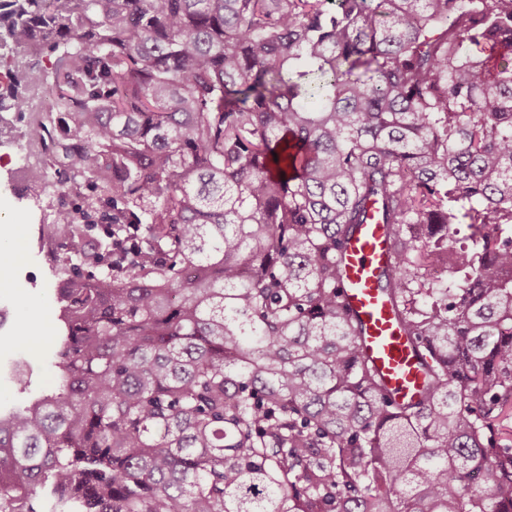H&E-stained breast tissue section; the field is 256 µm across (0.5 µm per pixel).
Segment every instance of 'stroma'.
I'll return each mask as SVG.
<instances>
[{
  "label": "stroma",
  "instance_id": "35a3bbf8",
  "mask_svg": "<svg viewBox=\"0 0 512 512\" xmlns=\"http://www.w3.org/2000/svg\"><path fill=\"white\" fill-rule=\"evenodd\" d=\"M14 218L21 224L28 259L22 264H12L0 285V311L8 316L0 325V414L6 415L29 400L48 391L56 383L57 370L49 346L30 348L18 342L26 324L35 322L44 308L56 305L53 280L48 258L42 248L39 231L48 211L49 196L39 202L18 198L17 194L0 195ZM28 374L26 391H18L12 375L16 368Z\"/></svg>",
  "mask_w": 512,
  "mask_h": 512
}]
</instances>
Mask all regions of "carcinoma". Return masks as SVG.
Listing matches in <instances>:
<instances>
[{
  "instance_id": "cac0c4a2",
  "label": "carcinoma",
  "mask_w": 512,
  "mask_h": 512,
  "mask_svg": "<svg viewBox=\"0 0 512 512\" xmlns=\"http://www.w3.org/2000/svg\"><path fill=\"white\" fill-rule=\"evenodd\" d=\"M0 63L60 372L0 512H512V0H0ZM373 220L407 405L339 291Z\"/></svg>"
}]
</instances>
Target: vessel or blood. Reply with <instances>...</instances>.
Masks as SVG:
<instances>
[{
	"mask_svg": "<svg viewBox=\"0 0 512 512\" xmlns=\"http://www.w3.org/2000/svg\"><path fill=\"white\" fill-rule=\"evenodd\" d=\"M392 251L382 224L360 225L345 244L342 294L364 328L362 350L398 400L412 399L421 383L419 355L405 336L389 297L379 287Z\"/></svg>",
	"mask_w": 512,
	"mask_h": 512,
	"instance_id": "1",
	"label": "vessel or blood"
}]
</instances>
